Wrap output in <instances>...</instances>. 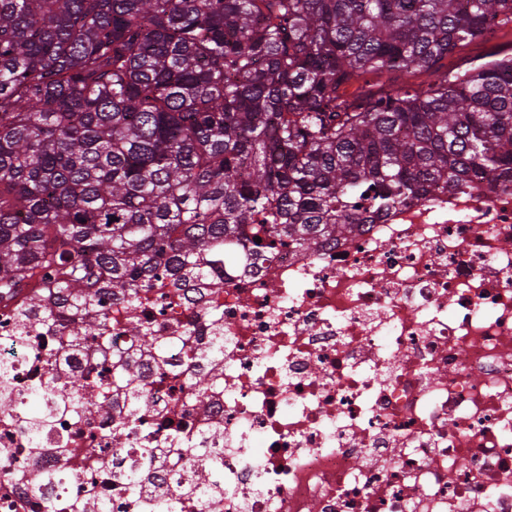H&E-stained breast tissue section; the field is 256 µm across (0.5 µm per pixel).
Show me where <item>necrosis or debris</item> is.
<instances>
[{"instance_id":"necrosis-or-debris-1","label":"necrosis or debris","mask_w":512,"mask_h":512,"mask_svg":"<svg viewBox=\"0 0 512 512\" xmlns=\"http://www.w3.org/2000/svg\"><path fill=\"white\" fill-rule=\"evenodd\" d=\"M362 215L351 238L275 248L220 287L161 276L134 304L100 291L102 310L80 316L87 351L102 317L115 349L139 348L135 323L164 345L137 361L146 402L62 411L35 437L31 387L103 369L67 352L61 324L20 323L41 279L0 298V512H98L103 498L146 512L163 497L208 512L184 491L194 447L222 465L223 512H512V183ZM218 336L220 384L202 404L193 382ZM147 446L162 454L135 493L123 478Z\"/></svg>"}]
</instances>
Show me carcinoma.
<instances>
[{
    "label": "carcinoma",
    "instance_id": "1",
    "mask_svg": "<svg viewBox=\"0 0 512 512\" xmlns=\"http://www.w3.org/2000/svg\"><path fill=\"white\" fill-rule=\"evenodd\" d=\"M511 23L512 0H0V297L37 274L84 312L100 282L221 286L215 259L348 236L358 198L512 181V51L439 66ZM93 357L111 381L74 384L81 413L139 403L131 355Z\"/></svg>",
    "mask_w": 512,
    "mask_h": 512
}]
</instances>
